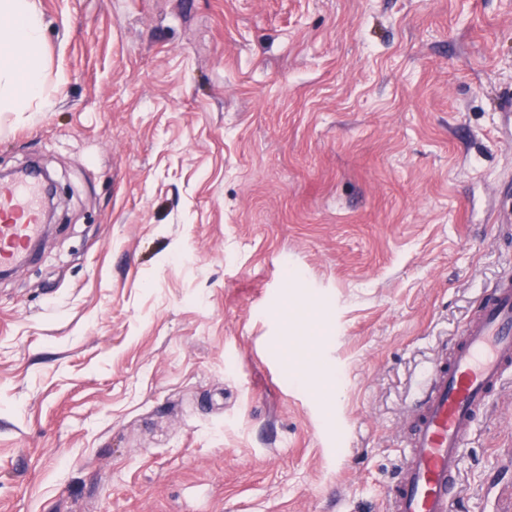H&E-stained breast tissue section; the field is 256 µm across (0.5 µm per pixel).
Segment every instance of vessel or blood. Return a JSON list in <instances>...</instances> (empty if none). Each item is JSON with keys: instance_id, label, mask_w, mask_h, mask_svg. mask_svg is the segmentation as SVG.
I'll return each instance as SVG.
<instances>
[{"instance_id": "obj_1", "label": "vessel or blood", "mask_w": 512, "mask_h": 512, "mask_svg": "<svg viewBox=\"0 0 512 512\" xmlns=\"http://www.w3.org/2000/svg\"><path fill=\"white\" fill-rule=\"evenodd\" d=\"M35 172L0 181V268L23 263L41 231ZM512 372V279L500 280L449 357L435 360L411 413L409 450L389 496L390 512H452L464 450L477 417Z\"/></svg>"}]
</instances>
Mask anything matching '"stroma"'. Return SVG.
<instances>
[{
    "mask_svg": "<svg viewBox=\"0 0 512 512\" xmlns=\"http://www.w3.org/2000/svg\"><path fill=\"white\" fill-rule=\"evenodd\" d=\"M37 3L0 169L61 204L0 279V512H388L512 276V0ZM509 448L512 377L452 512H512Z\"/></svg>",
    "mask_w": 512,
    "mask_h": 512,
    "instance_id": "35a3bbf8",
    "label": "stroma"
}]
</instances>
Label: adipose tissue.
Returning <instances> with one entry per match:
<instances>
[{
	"label": "adipose tissue",
	"instance_id": "1",
	"mask_svg": "<svg viewBox=\"0 0 512 512\" xmlns=\"http://www.w3.org/2000/svg\"><path fill=\"white\" fill-rule=\"evenodd\" d=\"M37 0H0V110L29 112L49 95Z\"/></svg>",
	"mask_w": 512,
	"mask_h": 512
}]
</instances>
